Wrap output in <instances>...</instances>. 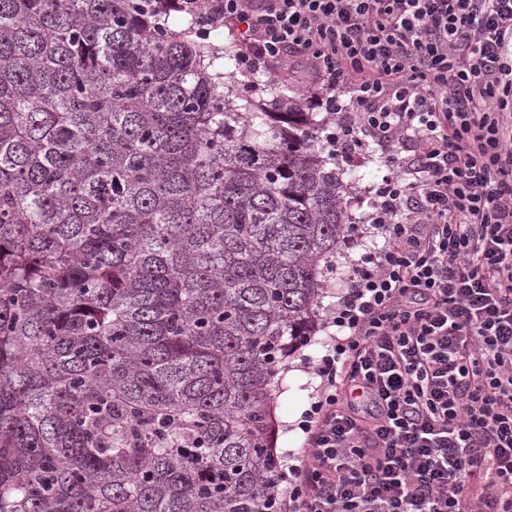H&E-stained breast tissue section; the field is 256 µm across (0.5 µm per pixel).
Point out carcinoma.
I'll list each match as a JSON object with an SVG mask.
<instances>
[{
  "label": "carcinoma",
  "instance_id": "obj_1",
  "mask_svg": "<svg viewBox=\"0 0 512 512\" xmlns=\"http://www.w3.org/2000/svg\"><path fill=\"white\" fill-rule=\"evenodd\" d=\"M166 0H0V512H261L351 234L303 100Z\"/></svg>",
  "mask_w": 512,
  "mask_h": 512
}]
</instances>
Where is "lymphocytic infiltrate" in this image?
<instances>
[{"instance_id":"obj_1","label":"lymphocytic infiltrate","mask_w":512,"mask_h":512,"mask_svg":"<svg viewBox=\"0 0 512 512\" xmlns=\"http://www.w3.org/2000/svg\"><path fill=\"white\" fill-rule=\"evenodd\" d=\"M385 172L276 512H512V0H176ZM413 141L411 153L396 151Z\"/></svg>"}]
</instances>
